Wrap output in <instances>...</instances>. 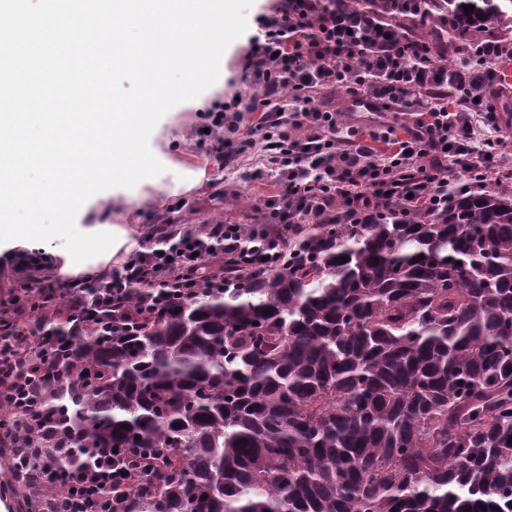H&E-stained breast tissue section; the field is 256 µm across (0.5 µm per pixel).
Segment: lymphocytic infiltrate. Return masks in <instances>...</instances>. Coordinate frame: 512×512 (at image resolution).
I'll return each mask as SVG.
<instances>
[{
	"label": "lymphocytic infiltrate",
	"mask_w": 512,
	"mask_h": 512,
	"mask_svg": "<svg viewBox=\"0 0 512 512\" xmlns=\"http://www.w3.org/2000/svg\"><path fill=\"white\" fill-rule=\"evenodd\" d=\"M436 17H448L441 0H279L272 14L259 16L243 64L263 95L234 99L254 119L229 128L216 121L208 137L210 153L224 165L256 142L267 144L277 190L263 202L266 226L253 229L248 246L241 225L211 224L204 236L187 232L165 250L135 252L113 269L105 300L115 307L132 300L141 308L161 305L138 287L189 268L205 273L213 244L252 265L270 246H284L298 224L406 222L446 209L452 193L511 181L487 84L499 62L512 58V40H466L450 66L447 27L422 34ZM337 90L349 96L351 111L408 114L403 135L391 126L362 133L344 124L338 109L319 101ZM453 168L468 179L452 189ZM46 369L42 355L0 331V399L29 401ZM45 485L66 501L65 512H93L102 487L124 491L130 478L114 469L77 473L60 448Z\"/></svg>",
	"instance_id": "f902f5d3"
}]
</instances>
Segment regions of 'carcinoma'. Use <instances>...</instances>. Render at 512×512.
<instances>
[{
	"instance_id": "cac0c4a2",
	"label": "carcinoma",
	"mask_w": 512,
	"mask_h": 512,
	"mask_svg": "<svg viewBox=\"0 0 512 512\" xmlns=\"http://www.w3.org/2000/svg\"><path fill=\"white\" fill-rule=\"evenodd\" d=\"M490 21L512 0H448V40ZM215 273L92 326L28 287L33 324L9 330L56 337L50 421L24 435L4 406L13 458L61 444L133 472L112 512H512V194L318 224L284 266ZM20 489L45 498L33 473Z\"/></svg>"
}]
</instances>
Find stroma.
<instances>
[{
  "instance_id": "stroma-1",
  "label": "stroma",
  "mask_w": 512,
  "mask_h": 512,
  "mask_svg": "<svg viewBox=\"0 0 512 512\" xmlns=\"http://www.w3.org/2000/svg\"><path fill=\"white\" fill-rule=\"evenodd\" d=\"M275 3L253 0L246 33L226 48L217 81L194 100L178 104L173 120L165 124L166 138L158 146L164 159L174 161L175 166L126 215L127 223L141 228L142 251L153 248L155 231L164 224L181 233H200L205 225L224 221L261 224L262 202L275 190L261 149H249L238 162L222 168L207 152L204 130L225 102L231 101L233 92L242 89L244 49L250 36L258 32L257 17L270 13Z\"/></svg>"
}]
</instances>
